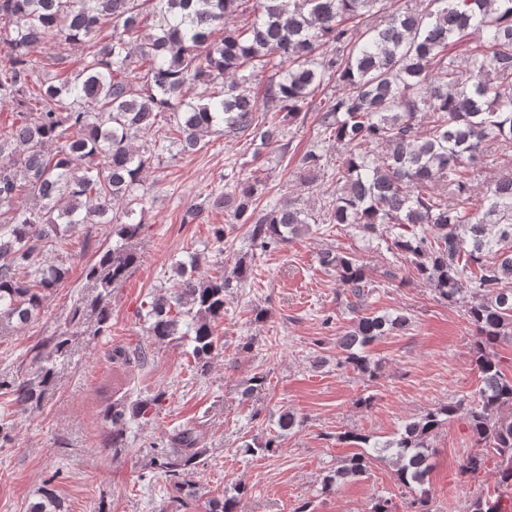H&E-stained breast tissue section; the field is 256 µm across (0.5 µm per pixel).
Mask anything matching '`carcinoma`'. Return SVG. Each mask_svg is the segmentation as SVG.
<instances>
[{
  "label": "carcinoma",
  "mask_w": 512,
  "mask_h": 512,
  "mask_svg": "<svg viewBox=\"0 0 512 512\" xmlns=\"http://www.w3.org/2000/svg\"><path fill=\"white\" fill-rule=\"evenodd\" d=\"M249 1L250 21L225 28ZM145 3L153 20L147 27ZM377 13L384 14L380 24L360 29L362 18ZM106 23L112 35L103 42ZM50 37L85 44L82 68L36 78L30 47ZM257 80L260 105L251 91ZM333 80L344 90L322 108L320 123L344 157L336 199L323 216L289 200L260 209L261 181L246 178L214 201L190 205L184 223L222 205L229 223L249 225L252 245L262 249L287 243L311 223L350 224L365 240L411 256L418 279L448 302L467 300L478 336L475 395L406 421L382 445L345 433L342 439L360 451L326 477L322 491L387 460L394 481L412 495L410 512H431L429 438L458 416L474 438L460 474H478L495 453L502 457L497 483L509 489L512 375L493 348L512 327V170L478 192L471 172L484 154L512 152V0H414L405 8L395 0H0V105L19 116L0 134V329L28 323L61 284L64 268L43 267L38 258L77 224L117 226L119 241L88 272L98 289L91 309L107 324L100 301L136 262L129 240L140 225L129 218L144 204L141 174L154 147L198 151L212 133L278 142L281 122H263L258 112L296 119ZM193 86L202 91L190 93ZM164 112L171 133L135 148L132 139L155 134ZM378 146L385 153H373ZM323 160L312 147L297 165L310 173ZM441 182L453 202L435 192ZM22 196L29 206L16 205ZM206 259L204 251L191 255L190 273L153 298L146 313L149 335L188 339L202 371L217 351L215 326L229 290L247 277L243 265L232 280L195 275ZM320 264L336 270L338 286L353 298V324L336 339L343 364L371 376L368 348L407 318L369 311L371 283L359 257L325 251ZM26 361L23 375L0 378V389L23 409L41 402L54 377L43 346ZM157 404L155 397L108 406L106 447H123L127 424ZM170 442L154 466L176 502L182 476L196 465L200 435L184 428ZM237 504L235 497L213 498L205 512H237ZM27 512L63 510L47 488Z\"/></svg>",
  "instance_id": "carcinoma-1"
}]
</instances>
